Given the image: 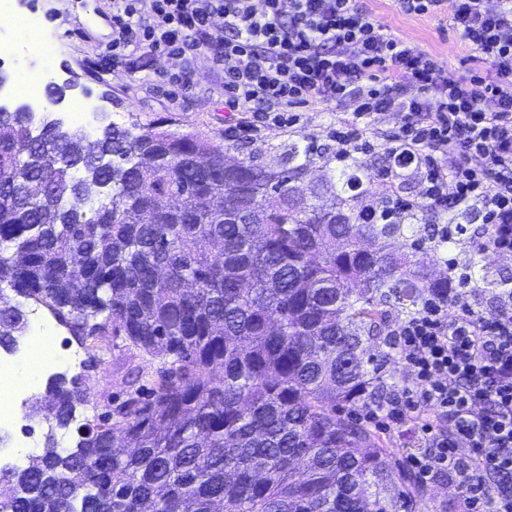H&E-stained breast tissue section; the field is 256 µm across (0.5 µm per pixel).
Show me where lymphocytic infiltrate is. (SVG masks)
Segmentation results:
<instances>
[{"label": "lymphocytic infiltrate", "instance_id": "obj_1", "mask_svg": "<svg viewBox=\"0 0 512 512\" xmlns=\"http://www.w3.org/2000/svg\"><path fill=\"white\" fill-rule=\"evenodd\" d=\"M448 3L452 27L495 79L446 73L358 0H112V63L134 76L139 53L206 57L224 72L225 111L254 133L294 125V109L336 105L342 155L368 151L377 115L398 113L388 148L426 160L424 202L480 206L482 247L511 254L512 0L492 10L485 0H398L419 16ZM453 299L456 318L432 300L395 329L414 378L367 415L414 430L425 445L409 459L420 482L472 474L459 512H512V303L477 310L463 290Z\"/></svg>", "mask_w": 512, "mask_h": 512}]
</instances>
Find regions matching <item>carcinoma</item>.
Instances as JSON below:
<instances>
[{"mask_svg": "<svg viewBox=\"0 0 512 512\" xmlns=\"http://www.w3.org/2000/svg\"><path fill=\"white\" fill-rule=\"evenodd\" d=\"M27 112L0 111V277L50 308L80 344L109 332L163 360L145 397L85 424L75 446L54 434L23 469L0 467V512H412L426 490L356 416L387 382L359 354L395 304L410 315L449 300L431 279L415 224L429 208L367 195L357 156L330 171L315 206L291 166L239 161L191 133L112 124L90 140ZM207 156L203 171L192 158ZM111 192L88 205V184ZM411 233L410 250L392 243ZM0 309V348L28 331ZM81 378L47 386L36 413L69 426Z\"/></svg>", "mask_w": 512, "mask_h": 512, "instance_id": "obj_1", "label": "carcinoma"}]
</instances>
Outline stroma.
I'll list each match as a JSON object with an SVG mask.
<instances>
[{
	"label": "stroma",
	"instance_id": "1",
	"mask_svg": "<svg viewBox=\"0 0 512 512\" xmlns=\"http://www.w3.org/2000/svg\"><path fill=\"white\" fill-rule=\"evenodd\" d=\"M360 4L394 34L437 57L456 77L466 79L485 72V65L452 28L448 15H407L400 10L397 0H360ZM26 7L55 40L57 53L48 60L31 56L20 61L16 58V47L21 35L0 36V79L7 85H14L18 67L44 69L52 82L60 86L59 111L69 112L74 105H82L85 111L96 113V125L100 128L113 123L126 129L158 126L196 133L223 146L227 155L255 160L278 170L287 167L288 150L293 142L314 144L322 158L297 182L306 193L323 178L326 167H337L332 130L341 114L334 106L298 113L296 125L287 129L272 128L251 138L228 140L224 130L236 123L237 116L224 109L223 71L207 59L186 62L169 56L149 58L143 62L144 78L117 76L111 66L97 59L112 39L109 25L112 0H98L99 12L95 15L85 11L82 0H27ZM185 68L192 72L189 89L168 96L158 85L160 75ZM464 225L466 231L457 236L455 245L428 252L426 261L431 269L444 274L449 264L461 265L474 257L472 242L483 230L482 212L471 209ZM55 349L58 366L32 376L26 373L31 355L28 340L20 339L14 353L17 378L31 392L44 391L57 376L81 377L87 400L78 406L73 425L57 430L56 437L63 448L75 444L79 425L104 412L106 405L119 403L133 393L131 370H140L147 377L160 364L159 359L133 346L125 336H106L97 349L91 350L77 343L62 326L56 329ZM47 431L48 425L42 417H17L6 430L8 444L0 449V462L25 465L33 449L42 447Z\"/></svg>",
	"mask_w": 512,
	"mask_h": 512
}]
</instances>
